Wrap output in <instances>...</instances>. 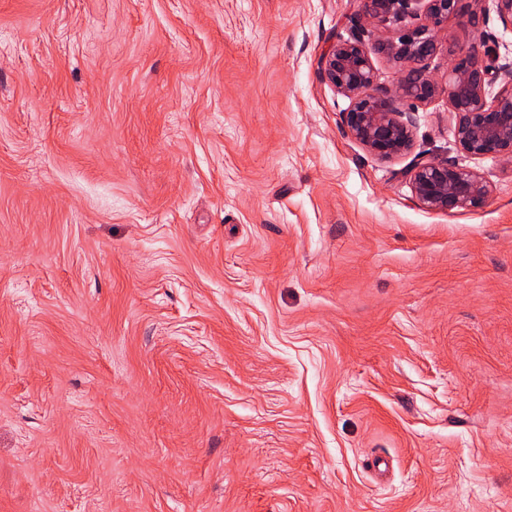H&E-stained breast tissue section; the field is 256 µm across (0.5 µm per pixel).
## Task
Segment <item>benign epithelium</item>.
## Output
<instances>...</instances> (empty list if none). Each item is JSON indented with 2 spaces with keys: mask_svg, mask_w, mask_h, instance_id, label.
<instances>
[{
  "mask_svg": "<svg viewBox=\"0 0 512 512\" xmlns=\"http://www.w3.org/2000/svg\"><path fill=\"white\" fill-rule=\"evenodd\" d=\"M486 0H362L361 14L369 25L393 17L419 20L403 36L367 44L363 37L336 42L321 60V74L350 100L342 113L351 137L381 159L407 153L412 146L403 101L426 104L444 95L453 118L456 143L473 157H495L512 166V67L492 69L481 54V43L448 45V71L437 79L429 70L440 50L435 30L450 18L476 25ZM502 25L512 29V0H491ZM382 55L400 66L391 88L375 83L372 56ZM502 77L496 93H489L493 75ZM415 197L434 211L456 212L481 207L490 186L479 171L446 159H429L411 170Z\"/></svg>",
  "mask_w": 512,
  "mask_h": 512,
  "instance_id": "benign-epithelium-1",
  "label": "benign epithelium"
}]
</instances>
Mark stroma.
I'll return each mask as SVG.
<instances>
[{"label": "stroma", "mask_w": 512, "mask_h": 512, "mask_svg": "<svg viewBox=\"0 0 512 512\" xmlns=\"http://www.w3.org/2000/svg\"><path fill=\"white\" fill-rule=\"evenodd\" d=\"M413 25L0 0V512H512V168L442 96L381 159L320 75ZM439 38L512 64L495 11ZM431 158L486 203L421 205ZM410 173L415 197L434 211L476 209L491 192L479 171L448 163V159L433 158L417 163Z\"/></svg>", "instance_id": "stroma-1"}]
</instances>
